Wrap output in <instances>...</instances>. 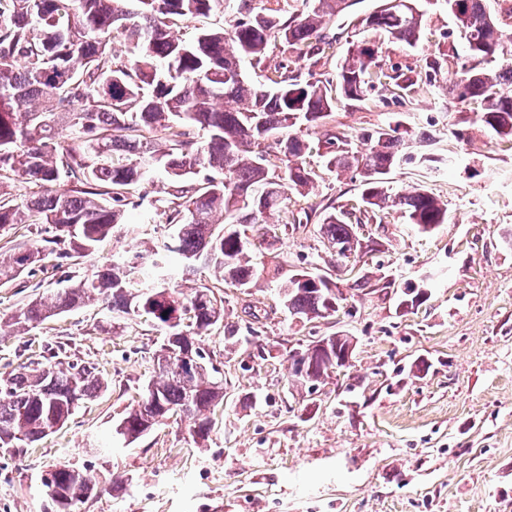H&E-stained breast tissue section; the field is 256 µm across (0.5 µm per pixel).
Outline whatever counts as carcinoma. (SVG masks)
I'll return each mask as SVG.
<instances>
[{"label": "carcinoma", "instance_id": "obj_1", "mask_svg": "<svg viewBox=\"0 0 512 512\" xmlns=\"http://www.w3.org/2000/svg\"><path fill=\"white\" fill-rule=\"evenodd\" d=\"M307 9L283 20L241 0L239 18L228 28H203L190 40L172 27L224 13V0H0V180L32 187L16 199L0 192V230L16 224L26 231L52 228L38 246L15 243L0 251V283L31 273L55 260L60 287L29 299L0 322V335L16 325L34 326L99 302L113 319L144 320L164 331V340L196 351L224 317V298L211 288L187 294L168 281L170 255L183 270L200 262L224 272V282L246 288L253 270L243 260L252 242L233 226L250 224L261 235L288 233L289 225L270 222L287 209L293 193L315 180L304 157L321 152L326 167L361 176L362 206L309 205L322 215L328 241L356 242L371 253L377 242L364 240L358 227L396 208L409 223L430 232L448 219L446 205L426 190L393 194L387 176L403 156L396 129L378 127L355 138L341 132L317 140L297 130L318 128L336 104L333 91L365 101L380 87L396 97L410 95L418 79H432L442 62L424 58L425 75L412 74L384 60L372 40L349 43L336 74L322 79L317 69L332 47L323 24L337 16L340 0H305ZM474 64L448 84V95L481 106L477 120L497 137L512 142V64L489 67L512 41L509 23L493 15L487 0H444ZM423 13L402 4L364 12L362 27L388 41L419 46ZM283 44L281 58L269 65L265 84L242 73L246 62L262 61L270 43ZM120 44L117 53L113 45ZM308 78H303L302 70ZM231 100L237 108L218 107ZM72 134L56 141L55 128ZM288 130L280 148L267 136ZM161 132L157 141L145 133ZM203 171L205 186L193 187ZM167 178L170 206L153 223L172 228L163 248L134 255L128 264H106L79 276L75 262L96 250L123 223L130 187ZM75 189L51 190L60 180ZM283 304L302 321L331 310L328 277L308 275L285 282ZM46 362L0 373V448L30 446L46 431L70 421L78 408L107 388L89 363H64L66 345L48 349ZM179 356L154 370L146 382L153 399L137 402L121 418L123 440L132 444L173 416L189 412L193 442L209 438L205 412L224 403V380L206 366L186 377ZM69 507L95 495L96 476L59 464L50 470Z\"/></svg>", "mask_w": 512, "mask_h": 512}]
</instances>
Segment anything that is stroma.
<instances>
[{
    "label": "stroma",
    "mask_w": 512,
    "mask_h": 512,
    "mask_svg": "<svg viewBox=\"0 0 512 512\" xmlns=\"http://www.w3.org/2000/svg\"><path fill=\"white\" fill-rule=\"evenodd\" d=\"M421 9V48L387 42L385 58L419 72L424 54L439 51L442 74L402 100L386 91L365 104L337 100L321 129L355 136L398 127L415 159L391 172L389 188L429 191L446 204L447 222L423 233L390 211L362 229L380 251L340 276L315 217L248 250L252 287L225 284L211 266L180 279L184 292L207 287L224 298L221 325L201 339L225 392L203 448L184 420L101 454L88 448L110 436L154 371L162 334L149 324L103 327L91 304L0 338V372L61 342L108 383L67 426L17 455L0 453V512H55L41 477L59 463L124 481L77 512H512V246L503 240L512 230V145L477 121L474 104L449 101L445 81L466 63V49L442 0H422ZM306 163L317 179L292 195L290 212L358 198L354 173L328 171L315 154ZM130 199L124 224L77 273L142 250L126 227L147 221L169 196L142 185ZM278 262L286 278L304 268L336 278L349 315L296 322L267 275ZM56 286L39 271L0 286V314ZM408 288L428 291L411 312L397 306ZM228 329L235 341L225 340ZM339 332L356 340L350 367L316 396L293 387L292 351ZM420 358L432 367L419 378L410 366Z\"/></svg>",
    "instance_id": "35a3bbf8"
}]
</instances>
